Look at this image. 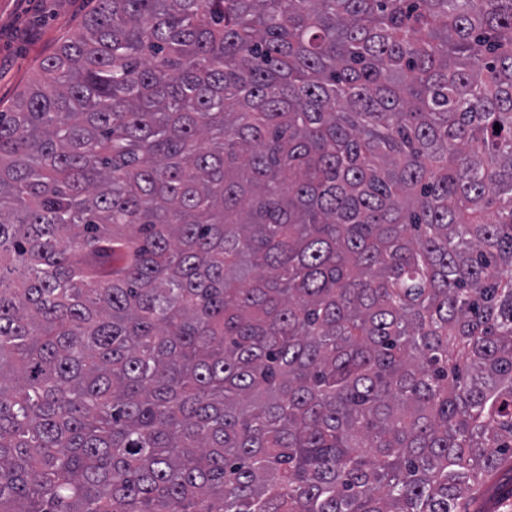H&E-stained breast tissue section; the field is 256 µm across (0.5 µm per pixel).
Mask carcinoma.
<instances>
[{
    "instance_id": "1",
    "label": "carcinoma",
    "mask_w": 512,
    "mask_h": 512,
    "mask_svg": "<svg viewBox=\"0 0 512 512\" xmlns=\"http://www.w3.org/2000/svg\"><path fill=\"white\" fill-rule=\"evenodd\" d=\"M504 469L512 0H97L0 111V512Z\"/></svg>"
}]
</instances>
